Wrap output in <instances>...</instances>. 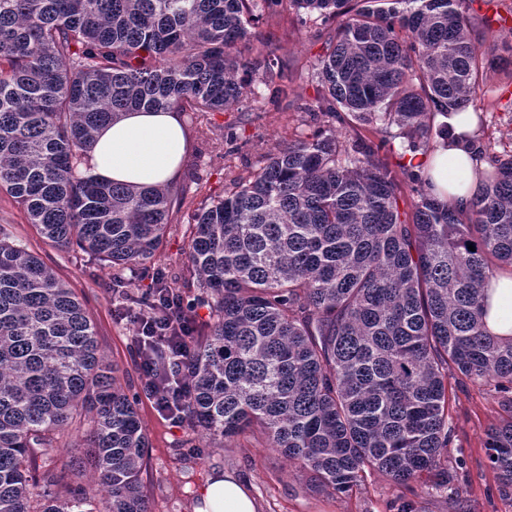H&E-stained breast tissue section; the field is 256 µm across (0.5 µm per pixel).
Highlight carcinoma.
I'll list each match as a JSON object with an SVG mask.
<instances>
[{
  "label": "carcinoma",
  "instance_id": "cac0c4a2",
  "mask_svg": "<svg viewBox=\"0 0 512 512\" xmlns=\"http://www.w3.org/2000/svg\"><path fill=\"white\" fill-rule=\"evenodd\" d=\"M332 27L318 111L380 122L381 141L427 153L438 117L466 110L492 62L471 0H266ZM255 0H0V191L58 246L114 271H148L184 193L100 181L84 169L99 128L122 113L200 119L282 83L276 57H248ZM488 164L455 211L373 143L320 129L224 186L190 215L188 261L215 299L193 341L178 419L211 438L257 426L322 489L375 470L404 488L428 475L458 501L448 468V372L512 410V334L489 331V284L512 271V154ZM475 250L468 249V245ZM93 426L66 468L37 472L75 416ZM512 494V416L487 433ZM136 401L100 354L68 285L0 227V512H150ZM90 468L98 497L73 480ZM399 153H401L400 140L396 139L395 141L390 142V144H388L385 149L381 150L380 154L386 158L393 173H395L398 179L402 181L399 200L400 211L410 212L409 205L412 192L410 184L404 181L401 174V167L399 163L401 157Z\"/></svg>",
  "mask_w": 512,
  "mask_h": 512
}]
</instances>
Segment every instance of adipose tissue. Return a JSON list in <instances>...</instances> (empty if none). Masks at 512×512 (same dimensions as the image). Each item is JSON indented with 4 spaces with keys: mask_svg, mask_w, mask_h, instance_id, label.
<instances>
[{
    "mask_svg": "<svg viewBox=\"0 0 512 512\" xmlns=\"http://www.w3.org/2000/svg\"><path fill=\"white\" fill-rule=\"evenodd\" d=\"M457 133L429 155L407 154L406 165L428 176L442 203L468 208L478 175L479 143L473 113L447 119ZM189 147L179 112L133 111L102 127L86 156V168L101 179L136 186H163L176 181ZM197 512H260L250 486L235 473L213 474L200 490Z\"/></svg>",
    "mask_w": 512,
    "mask_h": 512,
    "instance_id": "ef3b65f1",
    "label": "adipose tissue"
}]
</instances>
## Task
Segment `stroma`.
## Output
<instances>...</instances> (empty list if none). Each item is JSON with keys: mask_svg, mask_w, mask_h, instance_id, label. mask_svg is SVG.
<instances>
[{"mask_svg": "<svg viewBox=\"0 0 512 512\" xmlns=\"http://www.w3.org/2000/svg\"><path fill=\"white\" fill-rule=\"evenodd\" d=\"M474 5L494 20L482 46L484 55L503 54L505 42L512 41V0H475ZM256 13L260 17L258 31L277 47L292 90L283 96L275 86L260 84L240 109L211 112L204 119L186 123L190 147L175 183L176 188L185 190L186 200L171 214L154 268L164 273L167 283L177 284L189 300L198 293L197 279L188 267L192 211L202 200L222 193L233 177L246 174L258 161L323 127V117L315 107L326 30L294 12L272 11L264 0H259ZM468 109L484 116L481 142L492 144L498 152L512 153V73L489 72ZM0 225L72 288L97 327L105 361L121 385L137 395L139 418L149 442L140 480L151 512H193L200 488L217 469L241 476L261 512H398L404 499L415 501L418 512H512V495L500 492L485 448L488 430L512 413L490 387L468 379L448 381L452 436L448 456L462 463L459 474L467 487L463 502H456L433 483H419L407 490L375 471L365 473L357 490L324 492L297 464L270 448L261 432L211 439L190 432L180 421L156 409L138 367L133 329L117 314L126 296L155 287L154 275L143 278L125 271L123 292H114L109 267L88 253L62 249L47 239L30 224L24 209L3 192Z\"/></svg>", "mask_w": 512, "mask_h": 512, "instance_id": "obj_1", "label": "stroma"}]
</instances>
